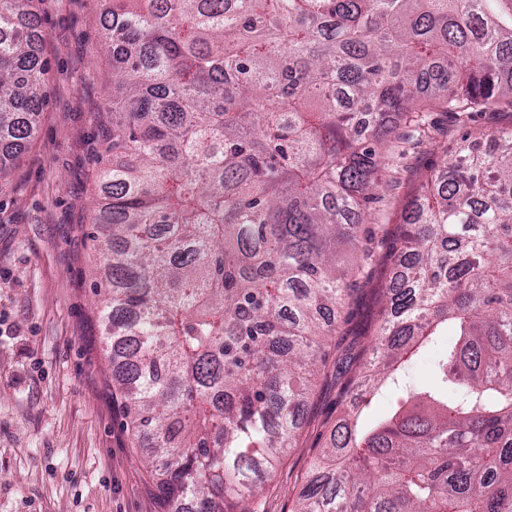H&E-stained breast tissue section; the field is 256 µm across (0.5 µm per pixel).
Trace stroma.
Here are the masks:
<instances>
[{
  "instance_id": "1",
  "label": "stroma",
  "mask_w": 512,
  "mask_h": 512,
  "mask_svg": "<svg viewBox=\"0 0 512 512\" xmlns=\"http://www.w3.org/2000/svg\"><path fill=\"white\" fill-rule=\"evenodd\" d=\"M112 0H43L48 97L36 139L0 187V512H163L147 464L121 427L101 353L91 290L103 258L90 237L98 168L90 158L94 117L112 95V57L99 17ZM426 133L398 124L384 151L376 224L395 231L424 174L465 135L512 127V112L465 120L429 109ZM388 275L361 281L347 345L365 343ZM342 381L318 379L298 448L282 457L260 512H291L315 454L344 409Z\"/></svg>"
}]
</instances>
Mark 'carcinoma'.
Here are the masks:
<instances>
[{"instance_id": "obj_1", "label": "carcinoma", "mask_w": 512, "mask_h": 512, "mask_svg": "<svg viewBox=\"0 0 512 512\" xmlns=\"http://www.w3.org/2000/svg\"><path fill=\"white\" fill-rule=\"evenodd\" d=\"M39 4L0 0V183L46 100ZM101 26L93 291L167 512H257L341 310L381 265L344 398L454 340L431 389L332 428L293 512H512V128L444 161L385 254L365 224L391 116L512 108V0H112Z\"/></svg>"}]
</instances>
